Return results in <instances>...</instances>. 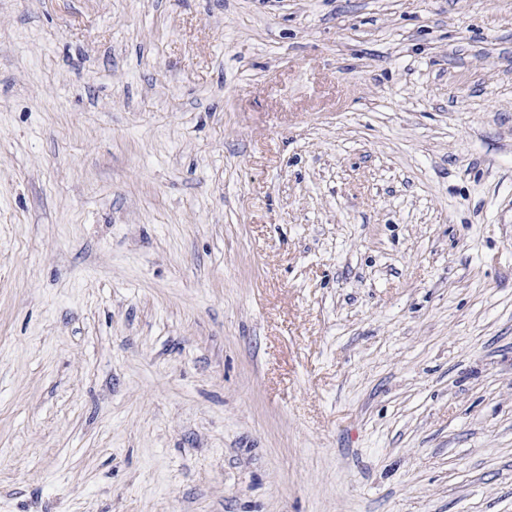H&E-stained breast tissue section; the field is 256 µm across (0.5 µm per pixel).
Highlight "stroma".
<instances>
[{"mask_svg":"<svg viewBox=\"0 0 512 512\" xmlns=\"http://www.w3.org/2000/svg\"><path fill=\"white\" fill-rule=\"evenodd\" d=\"M0 512H512V0H0Z\"/></svg>","mask_w":512,"mask_h":512,"instance_id":"35a3bbf8","label":"stroma"}]
</instances>
